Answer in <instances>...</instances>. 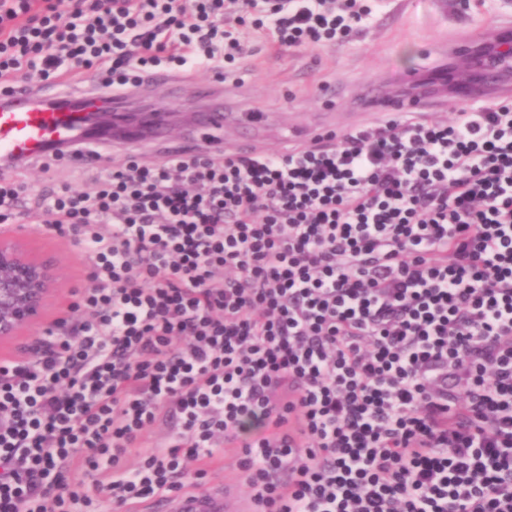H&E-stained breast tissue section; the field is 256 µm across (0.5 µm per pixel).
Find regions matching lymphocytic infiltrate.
I'll return each instance as SVG.
<instances>
[{
	"label": "lymphocytic infiltrate",
	"mask_w": 512,
	"mask_h": 512,
	"mask_svg": "<svg viewBox=\"0 0 512 512\" xmlns=\"http://www.w3.org/2000/svg\"><path fill=\"white\" fill-rule=\"evenodd\" d=\"M368 0H0V86L223 72L245 16L330 46ZM17 214L83 244L32 357L0 362V512H130L236 452L252 512H512V100L285 155H128ZM82 474L91 489L72 487Z\"/></svg>",
	"instance_id": "lymphocytic-infiltrate-1"
}]
</instances>
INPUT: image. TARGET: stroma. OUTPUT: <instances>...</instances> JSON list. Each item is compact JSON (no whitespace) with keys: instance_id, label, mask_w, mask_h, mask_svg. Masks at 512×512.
<instances>
[{"instance_id":"stroma-1","label":"stroma","mask_w":512,"mask_h":512,"mask_svg":"<svg viewBox=\"0 0 512 512\" xmlns=\"http://www.w3.org/2000/svg\"><path fill=\"white\" fill-rule=\"evenodd\" d=\"M512 16V0H375L373 11L356 33L332 47L306 46L283 50L268 31L252 22L237 25L249 53L236 60L224 83V106L249 112L256 123L277 115L280 127L263 139L265 151L282 154L301 145L304 137L328 132L344 134L364 126L354 117L351 93L370 80L389 82L407 75L430 76L437 71L441 42L464 28L488 27ZM91 176L77 163H62L44 174L38 167L23 170L20 178L35 191L67 185L84 190ZM33 247L59 261L64 284L53 299L47 324L61 317L70 292L87 287V255L73 239L27 224Z\"/></svg>"}]
</instances>
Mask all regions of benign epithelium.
<instances>
[{
	"label": "benign epithelium",
	"mask_w": 512,
	"mask_h": 512,
	"mask_svg": "<svg viewBox=\"0 0 512 512\" xmlns=\"http://www.w3.org/2000/svg\"><path fill=\"white\" fill-rule=\"evenodd\" d=\"M62 273L54 256L38 254L29 235L0 232V340L42 323Z\"/></svg>",
	"instance_id": "7a95c632"
}]
</instances>
